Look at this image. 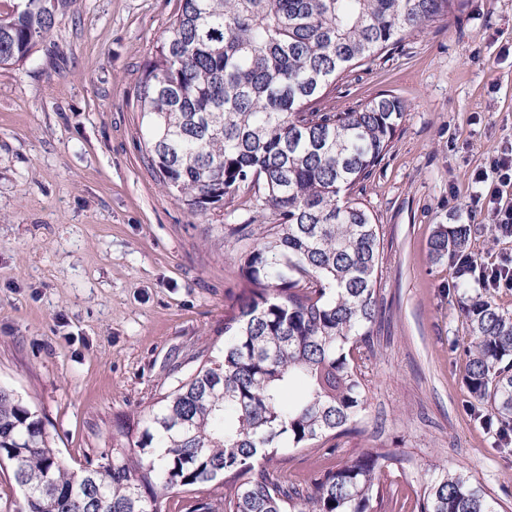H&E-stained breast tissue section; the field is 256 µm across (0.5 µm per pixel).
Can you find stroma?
Returning a JSON list of instances; mask_svg holds the SVG:
<instances>
[{
	"mask_svg": "<svg viewBox=\"0 0 512 512\" xmlns=\"http://www.w3.org/2000/svg\"><path fill=\"white\" fill-rule=\"evenodd\" d=\"M176 5L76 0L26 62L0 69V384L38 409L73 467L109 453L114 417L173 387V365L222 348L247 286L245 246L229 230L254 216L253 189L195 218L143 161L137 92ZM506 44L512 0H458L320 101L343 112L390 94L405 116L360 193L383 243L362 431L333 450H289L290 484L392 448L387 512H418L442 465L512 512V454L467 409L459 277L428 252L437 225L453 223L474 226L483 263L512 254V238L486 233L488 215L468 209L474 172L512 142Z\"/></svg>",
	"mask_w": 512,
	"mask_h": 512,
	"instance_id": "obj_1",
	"label": "stroma"
}]
</instances>
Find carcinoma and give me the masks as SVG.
Returning <instances> with one entry per match:
<instances>
[{
    "label": "carcinoma",
    "mask_w": 512,
    "mask_h": 512,
    "mask_svg": "<svg viewBox=\"0 0 512 512\" xmlns=\"http://www.w3.org/2000/svg\"><path fill=\"white\" fill-rule=\"evenodd\" d=\"M0 67L29 59L67 0H8ZM455 0H178L137 95L144 162L193 217L261 190V237L224 347L148 409L117 419L103 461L72 469L38 411L0 385V464L23 512H382L390 448L349 458L305 489L270 468L292 448L359 433L367 409L356 351L381 318L379 226L356 192L404 117L382 94L346 112L317 107L343 74L398 48ZM472 226L440 224L436 263L482 268ZM469 407L512 445V314L475 291L460 300ZM419 512H500L462 470L437 467Z\"/></svg>",
    "instance_id": "carcinoma-1"
}]
</instances>
